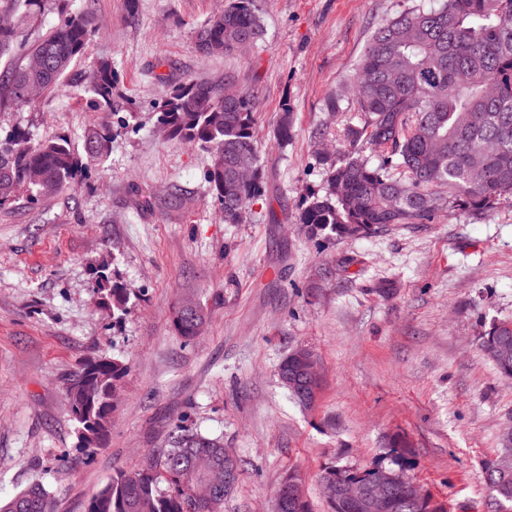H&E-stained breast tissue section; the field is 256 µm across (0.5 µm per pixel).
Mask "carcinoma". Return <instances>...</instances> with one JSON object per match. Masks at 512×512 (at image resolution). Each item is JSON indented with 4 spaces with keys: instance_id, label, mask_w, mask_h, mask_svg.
Listing matches in <instances>:
<instances>
[{
    "instance_id": "carcinoma-1",
    "label": "carcinoma",
    "mask_w": 512,
    "mask_h": 512,
    "mask_svg": "<svg viewBox=\"0 0 512 512\" xmlns=\"http://www.w3.org/2000/svg\"><path fill=\"white\" fill-rule=\"evenodd\" d=\"M44 0H0V13L32 14ZM96 16L89 6L62 18L35 38L21 39L9 22H0V102L16 107L54 89L83 57ZM205 56L228 55L264 35L254 0H234L224 13L195 28ZM86 108L107 112L115 123H99L84 135L82 149L64 136L42 138L30 129L0 135V208L20 201L36 204L73 186L78 172L108 157L118 131L130 126L135 110L118 89L108 63L94 66ZM361 124H341L336 132L348 145L330 162L321 189L306 196L296 223L310 240L368 237L407 224H431L437 216L464 213L485 218L512 205V0H439L379 24L352 81ZM258 90L239 89L227 74L216 81L186 79L154 103L157 127L165 137L198 146L210 156L205 178L224 211V223L241 224L249 216L264 183L255 139L254 100ZM293 132L290 112L281 114L277 138ZM240 169L252 180L238 178ZM185 193L169 188L162 205L183 206ZM96 271L92 288L99 305L114 319L128 309L131 292ZM198 306L178 307L173 326L192 339L201 332ZM480 349L505 377H512V319L489 324ZM129 365L120 355L84 361L66 387L76 422V448L86 455L105 445L112 411ZM497 456L485 466V480L495 512H512V440L502 436ZM229 452L224 442L174 424L168 447L149 470H118L92 493L86 512H223L234 488H219L208 502L189 490L203 470H224ZM411 465L406 441L396 436L387 462L360 470L336 464L324 468L321 481L371 482ZM165 491H159V484ZM42 481L32 482L6 502L0 512H52ZM387 512H444L427 494H394Z\"/></svg>"
}]
</instances>
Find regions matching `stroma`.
I'll use <instances>...</instances> for the list:
<instances>
[{"label":"stroma","instance_id":"stroma-1","mask_svg":"<svg viewBox=\"0 0 512 512\" xmlns=\"http://www.w3.org/2000/svg\"><path fill=\"white\" fill-rule=\"evenodd\" d=\"M435 0H255L265 35L247 51L201 55L193 31L230 0H95L96 28L62 87L32 105H0V130L30 128L81 145L90 124L85 87L111 62L137 118L110 156L73 189L0 210V500L42 479L53 512H85L115 470L146 465L179 418L222 437L239 462L224 512H272L283 479L298 476L313 512L320 477L338 463L368 469L394 434L414 451L412 481L447 512H493L485 464L512 426V378L479 338L512 318V207L476 219L313 242L296 224L335 156L332 93L349 92L384 19ZM234 75L258 87L256 139L264 193L245 223L228 224L205 180L208 156L166 138L151 105L169 82ZM294 133L280 143L283 111ZM187 192L183 211L138 208L134 193ZM109 261L134 293L121 323L95 305L92 266ZM207 322L187 341L172 325L183 300ZM319 356L314 406L282 385L278 366L297 346ZM118 353L129 363L107 444L76 449L65 387L83 361Z\"/></svg>","mask_w":512,"mask_h":512}]
</instances>
